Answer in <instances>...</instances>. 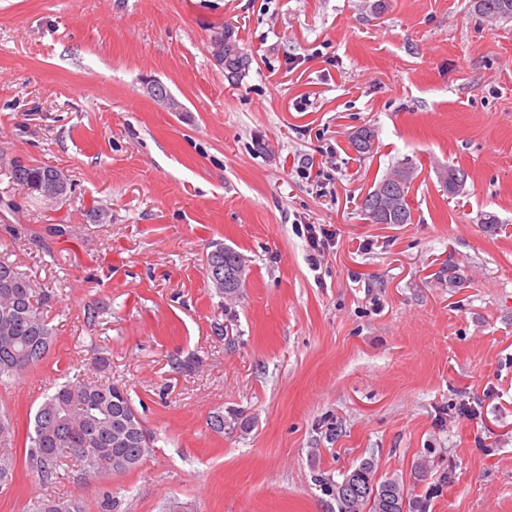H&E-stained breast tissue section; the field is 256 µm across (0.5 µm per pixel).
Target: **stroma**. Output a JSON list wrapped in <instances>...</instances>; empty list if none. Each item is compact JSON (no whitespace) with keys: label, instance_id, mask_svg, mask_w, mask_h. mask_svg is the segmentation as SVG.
Masks as SVG:
<instances>
[{"label":"stroma","instance_id":"1","mask_svg":"<svg viewBox=\"0 0 512 512\" xmlns=\"http://www.w3.org/2000/svg\"><path fill=\"white\" fill-rule=\"evenodd\" d=\"M227 25L238 83L207 52ZM13 160L62 170L69 201L13 184ZM401 162L412 221L371 223L362 200ZM445 165L467 174L453 198ZM313 223L336 233L316 270ZM215 242L246 261L233 302ZM2 257L55 336L0 383L18 449L0 512L49 489L85 512H336L316 476L365 459L426 512H512V20L471 0H0ZM98 357L154 446L45 488L29 420Z\"/></svg>","mask_w":512,"mask_h":512}]
</instances>
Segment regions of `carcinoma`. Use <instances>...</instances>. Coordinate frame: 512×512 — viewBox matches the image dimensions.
I'll list each match as a JSON object with an SVG mask.
<instances>
[{"mask_svg":"<svg viewBox=\"0 0 512 512\" xmlns=\"http://www.w3.org/2000/svg\"><path fill=\"white\" fill-rule=\"evenodd\" d=\"M479 14L512 19V0H472ZM224 77L241 81L250 67V58L241 48L232 28L224 27ZM376 131L359 128L351 138L354 151L365 156L373 153ZM11 177L22 189L46 196V189L59 181L57 202L68 199V182L55 167L15 161ZM409 186H392L390 177L382 178L367 193L362 211L373 224L411 223L407 201ZM227 268L236 267L242 256L222 244L206 255L214 254ZM53 328L35 298L33 284L25 272L0 258V378H16L42 362L53 342ZM140 412L128 390L119 384L103 382L79 372L46 395L29 426L26 441L28 465L42 484L60 479L59 461L70 455L79 463L81 479L88 480L112 470V458L126 461L124 471L138 468L153 447L154 437L136 417ZM15 430L11 419L0 415V487L12 485L17 464ZM325 495L336 501L337 512H415V501L397 478L379 480L374 463L362 461L347 470L342 480L316 479ZM28 512H84L81 502L45 494L31 500Z\"/></svg>","mask_w":512,"mask_h":512,"instance_id":"obj_1","label":"carcinoma"}]
</instances>
